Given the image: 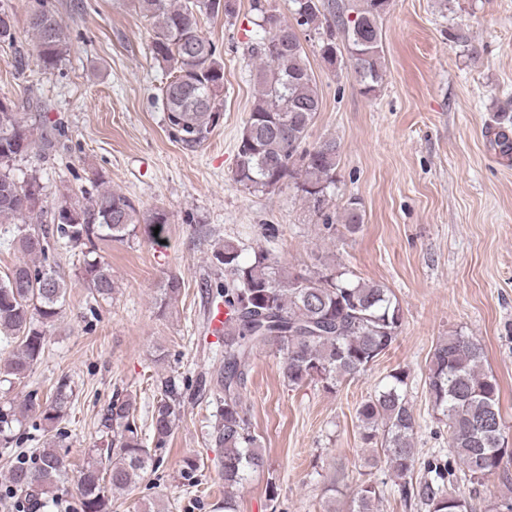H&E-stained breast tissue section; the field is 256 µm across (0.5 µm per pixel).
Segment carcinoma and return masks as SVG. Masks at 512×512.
Instances as JSON below:
<instances>
[{"label": "carcinoma", "mask_w": 512, "mask_h": 512, "mask_svg": "<svg viewBox=\"0 0 512 512\" xmlns=\"http://www.w3.org/2000/svg\"><path fill=\"white\" fill-rule=\"evenodd\" d=\"M291 21L283 22L253 0L267 36L251 49L258 61L257 93L237 142L233 180L250 193H270L292 184L318 214L325 230L336 233V219L346 231L360 230L362 216L350 206L341 216L330 210V189L336 185L340 143L329 137L307 145L309 129L320 112L322 98L304 47L317 38L319 55L331 67L347 50L363 93L375 94L384 77L382 20L389 0H361L352 8L344 0H289ZM138 12L152 24L153 58L168 72L160 88L165 122L182 147L194 151L204 145L223 115L224 61L218 45L205 36L200 18L236 15L235 0H134ZM12 14L0 9V42L16 40ZM38 57L54 69L67 56L69 44L61 18L41 3L28 15ZM512 120L498 117L488 129L492 146L512 154ZM56 145V129L29 123L16 105L0 100V224L18 225L21 258L0 275V335L13 343L0 357V447L18 445L16 426L37 413L43 430L50 431L67 416L75 400L71 381L61 378L52 395L40 403L36 394L25 402L7 397L10 389L29 378L43 358L47 328L63 311L71 284L59 270V251H77L78 276L94 299H114L117 285L112 267L97 254L96 241L108 237L124 242L143 229L147 237L162 238L170 216L162 207L138 209L125 194L97 176L96 193L64 199L49 213L44 210L40 178L15 175L16 163L38 147L43 154ZM159 233H154V229ZM243 248L226 241L216 247L210 263L224 272L205 293L216 288L224 299V359L213 372L189 378L170 375L158 384L150 424V449L130 395L109 403L101 433L88 449L77 476L81 512H109L111 497L138 485L155 472L157 450L166 447L184 417L191 393L218 385L224 389L213 440L222 449L224 512H236L235 499L252 474L264 471L266 460L243 412L239 390L255 351L272 347L284 360L283 381L292 388L320 382L333 392L355 379L386 353L404 327L403 310L384 285L355 280L346 270L326 265L317 270L285 267L271 253L258 249L248 259ZM184 279L168 275L156 301L168 307L177 300ZM485 352L475 336L454 333L439 341L431 356L428 392L448 432V459L433 455L420 459L415 448L417 421L403 387L408 375L399 368L391 381L358 409L363 440L383 434L386 465L399 480L404 502L423 512H470L468 500L452 486L468 479L480 481L505 472L508 454L500 411L497 380L483 369ZM67 476L64 456L55 437L38 459L22 456L7 472L8 487L24 496L27 512H42L47 496ZM377 483L361 484L350 512H376Z\"/></svg>", "instance_id": "cac0c4a2"}]
</instances>
